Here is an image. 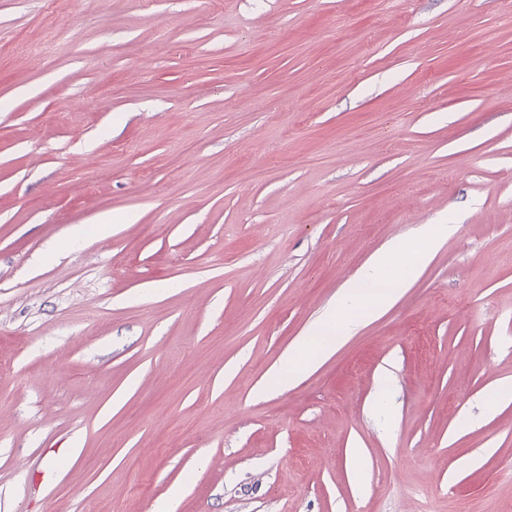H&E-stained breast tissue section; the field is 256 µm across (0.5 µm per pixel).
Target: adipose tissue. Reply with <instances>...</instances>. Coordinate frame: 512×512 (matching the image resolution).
Wrapping results in <instances>:
<instances>
[{
	"mask_svg": "<svg viewBox=\"0 0 512 512\" xmlns=\"http://www.w3.org/2000/svg\"><path fill=\"white\" fill-rule=\"evenodd\" d=\"M447 234V225L430 224L417 235V250L396 243L377 252L342 289L331 310L302 339L300 352L289 354L276 375L277 389L294 384L314 367V359L306 355L307 349L318 351L323 358L329 356L344 339L354 336L366 322L391 306Z\"/></svg>",
	"mask_w": 512,
	"mask_h": 512,
	"instance_id": "adipose-tissue-1",
	"label": "adipose tissue"
}]
</instances>
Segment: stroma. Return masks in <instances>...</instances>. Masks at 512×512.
<instances>
[{
	"label": "stroma",
	"mask_w": 512,
	"mask_h": 512,
	"mask_svg": "<svg viewBox=\"0 0 512 512\" xmlns=\"http://www.w3.org/2000/svg\"><path fill=\"white\" fill-rule=\"evenodd\" d=\"M509 254L512 0H0V512H512ZM449 228L446 224L427 225L414 241L420 248L413 251L402 269L397 266V258L408 251L405 243L391 244L377 252L342 289L331 310L302 339L298 347L302 352L288 354L285 366L274 376L276 386L270 389L266 385L262 393L294 384L304 372L336 351L344 339L354 336L366 322L391 306L402 288L419 274ZM309 348L319 352L316 360L307 357Z\"/></svg>",
	"instance_id": "stroma-1"
}]
</instances>
